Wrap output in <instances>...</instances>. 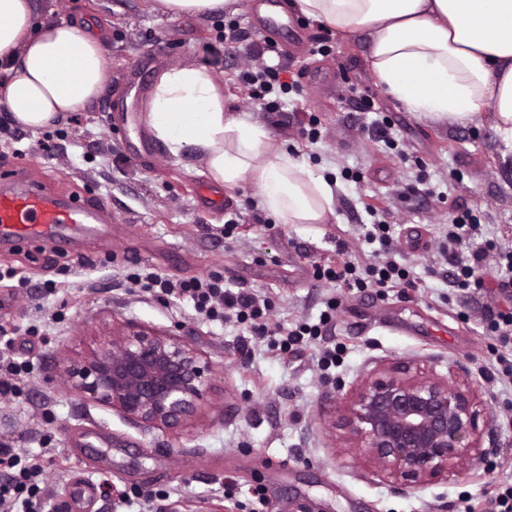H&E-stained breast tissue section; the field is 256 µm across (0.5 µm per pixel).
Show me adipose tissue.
I'll return each instance as SVG.
<instances>
[{
	"instance_id": "adipose-tissue-1",
	"label": "adipose tissue",
	"mask_w": 512,
	"mask_h": 512,
	"mask_svg": "<svg viewBox=\"0 0 512 512\" xmlns=\"http://www.w3.org/2000/svg\"><path fill=\"white\" fill-rule=\"evenodd\" d=\"M305 17L366 45L379 85L419 118L466 124L486 115L512 151V0H296ZM32 0H0V103L29 129L83 109L109 83L99 38L67 21L35 23ZM147 125L172 153H202L224 188H255L259 210L282 224H324L332 183L288 152L263 124L225 111L211 72H161Z\"/></svg>"
}]
</instances>
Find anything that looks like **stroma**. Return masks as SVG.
Segmentation results:
<instances>
[{
    "mask_svg": "<svg viewBox=\"0 0 512 512\" xmlns=\"http://www.w3.org/2000/svg\"><path fill=\"white\" fill-rule=\"evenodd\" d=\"M309 37H290L264 56L224 49V21L250 22L244 0L208 16H172L154 0H36L37 20L65 19L103 35L112 79L105 92L67 118L21 140L0 136V171H31L48 186L90 197L109 214L110 233L69 246L36 240L0 246V333L17 360L31 362L19 397H0V441L19 452H49L44 512H139L119 506L122 494H169L162 512H461L460 500L480 501L487 482H512V385L490 381L483 369L499 343L485 330L491 312L512 309V294L496 288L494 266L483 288L451 287L438 246L457 207L481 218L484 239L512 246V159L503 160L490 124L444 126L419 119L377 85L361 41L343 38L299 17ZM324 37L329 54L313 52ZM283 63L301 87L267 113L240 85V71ZM147 64L153 87L165 69L194 65L210 71L226 111L264 123L313 169L336 181L334 214L325 224H278L252 207L253 187L214 184L194 149L172 154L164 143L142 151L146 110L127 72ZM369 96L371 111L358 108ZM395 124L396 149L370 135L372 121ZM316 122L309 142L302 125ZM55 150L44 156L39 142ZM362 174L352 181L348 170ZM432 188L416 198L409 187ZM381 201L397 260L419 277L402 292L348 290L315 276L337 257L372 252L359 222L364 203ZM147 267L171 280L218 272L225 282L269 297V324L317 323L328 299L336 309L326 338L279 361L248 326L205 322L186 302L163 304L131 295L127 269ZM28 277L29 287L17 285ZM56 282L57 294L43 284ZM65 317L54 320L57 306ZM155 328L179 326L194 340L217 388L184 429L146 432L111 409L84 402L60 373L78 360L112 320ZM343 343L336 364L322 368L324 346ZM408 363L439 375L455 373L478 391L479 426L490 448L458 480L402 488L342 449L343 432L323 407L344 403L346 389L380 367ZM112 482L111 495L99 489Z\"/></svg>",
    "mask_w": 512,
    "mask_h": 512,
    "instance_id": "obj_1",
    "label": "stroma"
}]
</instances>
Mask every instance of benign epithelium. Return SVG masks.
Segmentation results:
<instances>
[{
    "instance_id": "benign-epithelium-1",
    "label": "benign epithelium",
    "mask_w": 512,
    "mask_h": 512,
    "mask_svg": "<svg viewBox=\"0 0 512 512\" xmlns=\"http://www.w3.org/2000/svg\"><path fill=\"white\" fill-rule=\"evenodd\" d=\"M62 374L84 401L146 431L188 425L215 389L195 344L133 321L112 327ZM479 417L472 384L407 365L361 380L338 410L346 448L408 487L458 477L489 453Z\"/></svg>"
}]
</instances>
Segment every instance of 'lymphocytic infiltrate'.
Returning a JSON list of instances; mask_svg holds the SVG:
<instances>
[{
    "label": "lymphocytic infiltrate",
    "mask_w": 512,
    "mask_h": 512,
    "mask_svg": "<svg viewBox=\"0 0 512 512\" xmlns=\"http://www.w3.org/2000/svg\"><path fill=\"white\" fill-rule=\"evenodd\" d=\"M283 65H265L255 70L240 72L238 79L247 87L249 96L267 111H276L277 102L271 101L274 89H287L283 81ZM366 213L373 222L365 228L366 243L376 244V259L370 263H343L339 266L320 268V279L343 282L348 288H415L418 278L394 258L393 237L390 227L378 220V209L369 205ZM481 229L480 219L471 209L457 210L441 243L439 255L448 265L453 287L468 288L476 274L488 261H495L500 290L512 288V249H504L492 243L479 244L475 238ZM131 292L147 296H159L161 301L170 298H188L194 303L195 312L210 321L251 323L255 335L266 343L276 357L299 351L308 340L317 339L322 327L331 320L330 314H322L318 324L295 322L292 326H268L264 318L268 312L267 300L248 289L226 287L222 276L205 280L190 278L173 282L154 272L144 275L129 274L126 278ZM44 466L41 457L21 456L10 445L0 442V512H42V501L47 494L43 487Z\"/></svg>",
    "instance_id": "obj_1"
}]
</instances>
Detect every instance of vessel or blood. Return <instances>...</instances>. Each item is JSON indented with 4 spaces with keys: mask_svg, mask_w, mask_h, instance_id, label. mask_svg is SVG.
Masks as SVG:
<instances>
[{
    "mask_svg": "<svg viewBox=\"0 0 512 512\" xmlns=\"http://www.w3.org/2000/svg\"><path fill=\"white\" fill-rule=\"evenodd\" d=\"M250 11L255 26L271 38L293 24L282 0H250ZM102 221V208L89 200L49 192L32 177H0V240L54 244Z\"/></svg>",
    "mask_w": 512,
    "mask_h": 512,
    "instance_id": "1",
    "label": "vessel or blood"
}]
</instances>
